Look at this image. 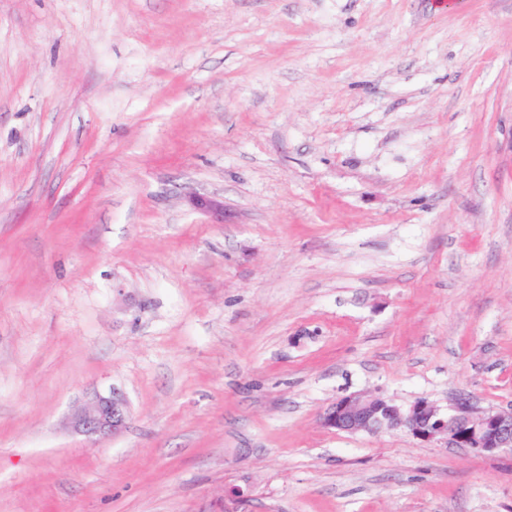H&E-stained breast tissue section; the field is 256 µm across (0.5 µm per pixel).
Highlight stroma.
I'll return each instance as SVG.
<instances>
[{
    "mask_svg": "<svg viewBox=\"0 0 512 512\" xmlns=\"http://www.w3.org/2000/svg\"><path fill=\"white\" fill-rule=\"evenodd\" d=\"M368 391L512 408V0H0V512H512ZM128 403L123 393L116 388L108 393L95 392L77 411L75 427L88 437L118 434L126 428Z\"/></svg>",
    "mask_w": 512,
    "mask_h": 512,
    "instance_id": "35a3bbf8",
    "label": "stroma"
}]
</instances>
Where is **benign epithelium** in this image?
Segmentation results:
<instances>
[{"instance_id": "obj_1", "label": "benign epithelium", "mask_w": 512, "mask_h": 512, "mask_svg": "<svg viewBox=\"0 0 512 512\" xmlns=\"http://www.w3.org/2000/svg\"><path fill=\"white\" fill-rule=\"evenodd\" d=\"M322 419L327 427L348 433L403 430L424 441L444 439L451 447L481 454L512 453V409L476 413L460 401L445 412L425 398L405 406L379 394L356 393L330 404ZM127 420V400L114 387L105 394L94 393L75 414L74 424L94 437L120 433Z\"/></svg>"}]
</instances>
